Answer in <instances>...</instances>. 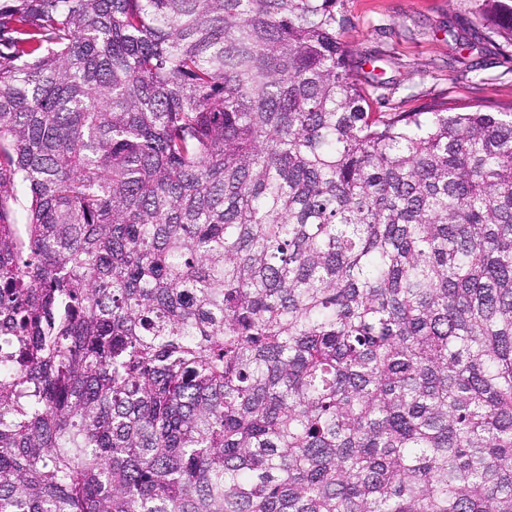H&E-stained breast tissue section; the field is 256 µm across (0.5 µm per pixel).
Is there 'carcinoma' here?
<instances>
[{"label":"carcinoma","instance_id":"cac0c4a2","mask_svg":"<svg viewBox=\"0 0 512 512\" xmlns=\"http://www.w3.org/2000/svg\"><path fill=\"white\" fill-rule=\"evenodd\" d=\"M347 23L0 0V512H512V108Z\"/></svg>","mask_w":512,"mask_h":512}]
</instances>
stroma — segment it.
<instances>
[{
	"mask_svg": "<svg viewBox=\"0 0 512 512\" xmlns=\"http://www.w3.org/2000/svg\"><path fill=\"white\" fill-rule=\"evenodd\" d=\"M481 0H345L343 40L361 60L360 79L379 69L373 107L401 112L434 99L488 111L512 104V56L490 43L459 50L480 25ZM377 65H370V58Z\"/></svg>",
	"mask_w": 512,
	"mask_h": 512,
	"instance_id": "obj_1",
	"label": "stroma"
}]
</instances>
